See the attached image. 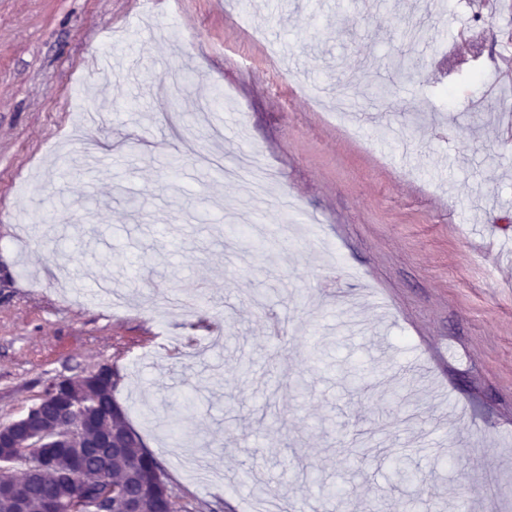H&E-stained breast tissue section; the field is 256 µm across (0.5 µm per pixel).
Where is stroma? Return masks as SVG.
<instances>
[{
    "instance_id": "35a3bbf8",
    "label": "stroma",
    "mask_w": 512,
    "mask_h": 512,
    "mask_svg": "<svg viewBox=\"0 0 512 512\" xmlns=\"http://www.w3.org/2000/svg\"><path fill=\"white\" fill-rule=\"evenodd\" d=\"M503 55L512 0H0V424L115 362L176 512H512Z\"/></svg>"
}]
</instances>
